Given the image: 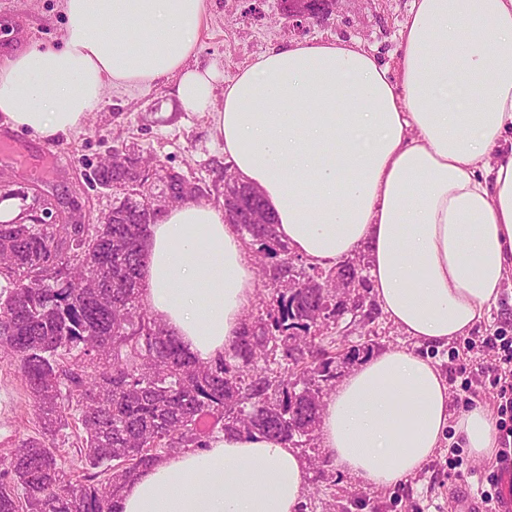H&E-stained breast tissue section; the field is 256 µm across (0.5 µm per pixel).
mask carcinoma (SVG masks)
Segmentation results:
<instances>
[{"mask_svg": "<svg viewBox=\"0 0 512 512\" xmlns=\"http://www.w3.org/2000/svg\"><path fill=\"white\" fill-rule=\"evenodd\" d=\"M97 181L112 183L115 196L106 224H70L50 208L29 224H0V351L42 429L0 456V512H118L140 469L208 447V419L223 432L303 446L337 375L312 328L363 310L336 305V278L360 271L357 287L370 288L363 256L310 273L288 263L262 197L225 166L224 215L258 246L259 273L276 296L243 325L232 355L198 363L140 294L143 228L189 200L181 173L157 178L152 158L133 152L104 160L89 179ZM70 427L77 450L66 468L57 441Z\"/></svg>", "mask_w": 512, "mask_h": 512, "instance_id": "carcinoma-1", "label": "carcinoma"}]
</instances>
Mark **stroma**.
<instances>
[{"instance_id": "35a3bbf8", "label": "stroma", "mask_w": 512, "mask_h": 512, "mask_svg": "<svg viewBox=\"0 0 512 512\" xmlns=\"http://www.w3.org/2000/svg\"><path fill=\"white\" fill-rule=\"evenodd\" d=\"M208 20L200 33L198 53L190 64L217 67L233 78L251 63L283 43L299 41L355 40L374 49L381 62L396 63L397 31L411 0H338L318 21L293 26L280 8V0H209ZM59 0H0V63L13 53L53 41L63 23ZM176 80L166 76L143 87L107 89L96 111L88 113L81 128L54 140L61 162L44 178H32L28 167L0 154V178L27 189L29 195L76 200L86 223H97L112 208L111 190L88 187L84 180L112 149L144 151L165 167L174 169L206 188L205 203L217 204L212 186L216 171L227 162L224 144L215 135V113L223 93H216L208 112H185L176 103ZM329 351L342 356L355 351L356 358L338 365L347 375L355 361L387 348H414L413 340L393 326L383 311L370 318L344 315L337 327L323 336ZM448 385L449 397L462 391L466 378L455 355L469 354L479 362L489 354L477 347L465 352L461 341L425 348ZM38 430L31 403L12 366L0 362V455H7L23 438ZM453 436H446L435 453L413 475L400 483L371 488L343 472L329 458L320 442L299 449L306 464V486L299 512H460L463 492L476 485L469 468L493 470L494 457L474 458L460 449L462 464L456 477L448 475V453Z\"/></svg>"}]
</instances>
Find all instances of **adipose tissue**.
Here are the masks:
<instances>
[{
  "label": "adipose tissue",
  "instance_id": "adipose-tissue-1",
  "mask_svg": "<svg viewBox=\"0 0 512 512\" xmlns=\"http://www.w3.org/2000/svg\"><path fill=\"white\" fill-rule=\"evenodd\" d=\"M57 42L0 66V114L45 140L79 128L105 86L176 79L206 112L279 239L324 265L366 254L371 294L412 350L370 356L321 413L322 446L363 484L417 472L454 428L473 457L498 446L483 407L448 421V387L420 346L468 335L512 277V0H413L396 67L359 43L272 48L233 79L190 66L208 0H60ZM146 308L201 363L227 354L255 295L221 209L188 201L148 227ZM306 468L260 434L221 433L125 485L119 512H299Z\"/></svg>",
  "mask_w": 512,
  "mask_h": 512
}]
</instances>
